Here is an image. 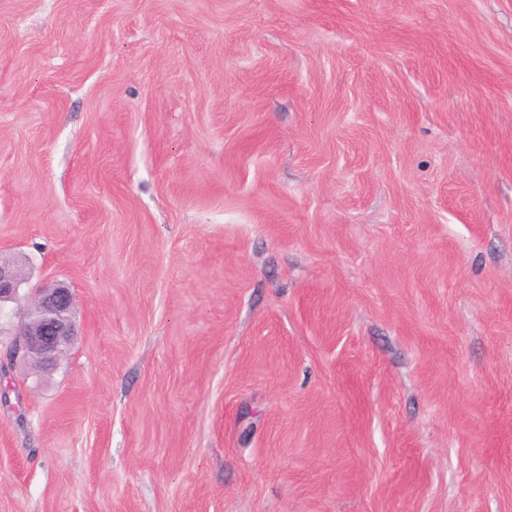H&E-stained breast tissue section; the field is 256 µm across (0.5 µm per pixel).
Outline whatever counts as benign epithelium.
<instances>
[{"mask_svg":"<svg viewBox=\"0 0 512 512\" xmlns=\"http://www.w3.org/2000/svg\"><path fill=\"white\" fill-rule=\"evenodd\" d=\"M23 277L17 267L0 261V311L20 299ZM76 296L67 285L57 283L27 298L23 318L10 348L12 361H36L50 367L70 347L75 336Z\"/></svg>","mask_w":512,"mask_h":512,"instance_id":"obj_1","label":"benign epithelium"}]
</instances>
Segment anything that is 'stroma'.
<instances>
[{"instance_id":"obj_1","label":"stroma","mask_w":512,"mask_h":512,"mask_svg":"<svg viewBox=\"0 0 512 512\" xmlns=\"http://www.w3.org/2000/svg\"><path fill=\"white\" fill-rule=\"evenodd\" d=\"M0 512H512V0H0ZM23 277L13 264L0 261V317L6 303L20 299ZM76 312V296L64 283L29 295L7 354L10 361L35 360L41 366L55 365L75 336Z\"/></svg>"}]
</instances>
